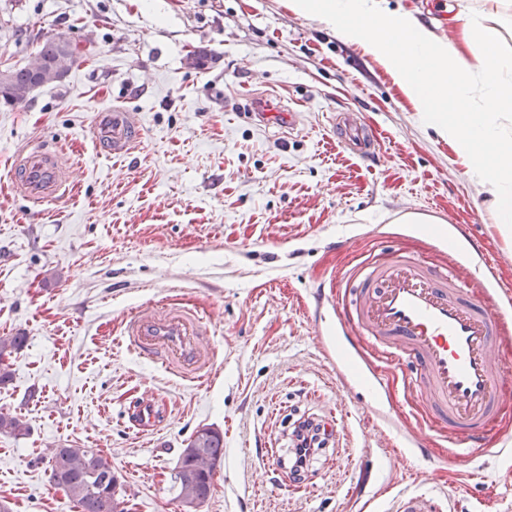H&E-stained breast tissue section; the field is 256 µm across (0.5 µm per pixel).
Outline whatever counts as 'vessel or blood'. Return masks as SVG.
Returning <instances> with one entry per match:
<instances>
[{
    "label": "vessel or blood",
    "instance_id": "obj_1",
    "mask_svg": "<svg viewBox=\"0 0 512 512\" xmlns=\"http://www.w3.org/2000/svg\"><path fill=\"white\" fill-rule=\"evenodd\" d=\"M338 128L347 149L371 157L368 133L343 120ZM93 134L97 144L115 156L127 154L142 136L134 113L121 108L98 112ZM14 192L32 204L69 192L71 170L61 155L38 147L15 155L11 169ZM470 286L481 289L472 302L455 276L398 256L371 260L347 276L354 282L350 304L336 308V333L353 349L369 344L378 357L394 364L407 360L419 367L417 388L433 420L447 432L453 449L448 461L464 465L460 445L493 448L505 367L495 354L501 335V313L512 308V293L497 291L492 268L472 260ZM124 334L136 349L170 360L181 374L197 378L209 365V351L197 312L180 303L140 307L124 323ZM391 512H439L438 501L421 492L396 495Z\"/></svg>",
    "mask_w": 512,
    "mask_h": 512
}]
</instances>
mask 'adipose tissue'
Wrapping results in <instances>:
<instances>
[{
    "label": "adipose tissue",
    "instance_id": "1",
    "mask_svg": "<svg viewBox=\"0 0 512 512\" xmlns=\"http://www.w3.org/2000/svg\"><path fill=\"white\" fill-rule=\"evenodd\" d=\"M445 42L410 13L384 12L380 0H292L295 11L325 21L350 42L363 44L416 101L427 125L448 141L475 185L490 200L495 223L512 225V53L503 49L505 0H487ZM483 51L467 60L464 45Z\"/></svg>",
    "mask_w": 512,
    "mask_h": 512
}]
</instances>
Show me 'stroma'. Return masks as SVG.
I'll list each match as a JSON object with an SVG mask.
<instances>
[{"mask_svg":"<svg viewBox=\"0 0 512 512\" xmlns=\"http://www.w3.org/2000/svg\"><path fill=\"white\" fill-rule=\"evenodd\" d=\"M449 0H384L443 40H457ZM79 47L66 79L27 103L0 104V336L24 333L8 358L0 407L27 428L0 434V504L9 512H78L50 480L52 449L106 455L124 484V512H183L173 477L191 435L224 436L200 512H389L392 497L446 496L451 512H512V396L498 448L464 467L380 366L387 419L369 388L336 371L333 310L319 287L375 256L448 261L429 238L459 224L495 283L512 288V234L447 141L362 44L347 42L289 0H0V63L30 62L38 38ZM270 92L295 111L289 134L252 116ZM138 113L140 142L99 153L97 112ZM373 135L374 158L346 150L336 115ZM47 145L75 187L41 208L10 189L14 155ZM417 216L400 223L399 210ZM198 310L211 372L191 381L138 355L124 319L148 303ZM159 420L139 427L136 407ZM335 435L304 479L291 473L297 421ZM425 440L404 452L400 428Z\"/></svg>","mask_w":512,"mask_h":512,"instance_id":"35a3bbf8","label":"stroma"}]
</instances>
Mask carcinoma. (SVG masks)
I'll return each mask as SVG.
<instances>
[{
  "label": "carcinoma",
  "instance_id": "cac0c4a2",
  "mask_svg": "<svg viewBox=\"0 0 512 512\" xmlns=\"http://www.w3.org/2000/svg\"><path fill=\"white\" fill-rule=\"evenodd\" d=\"M71 41L64 35L42 37L36 59L55 58ZM33 82L30 65L13 67L9 86L0 84V100L9 106L26 102ZM26 336L17 333L0 336V363L24 346ZM0 433L20 436L26 433L23 422L0 409ZM224 456V436L209 427L197 430L184 449L175 475L179 497L188 502H203L211 494L216 461ZM51 480L74 501L79 512H120L119 487L112 461L87 448H56L50 457Z\"/></svg>",
  "mask_w": 512,
  "mask_h": 512
}]
</instances>
